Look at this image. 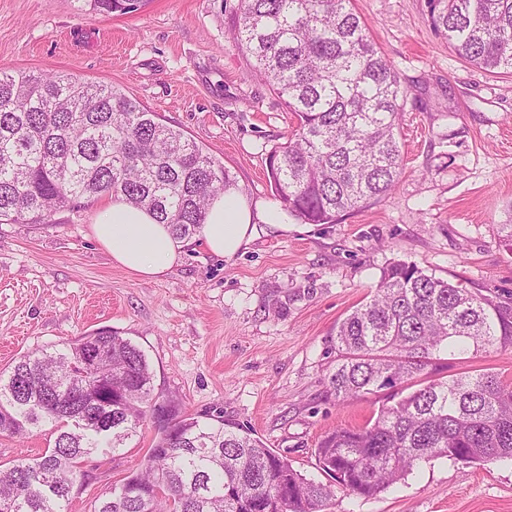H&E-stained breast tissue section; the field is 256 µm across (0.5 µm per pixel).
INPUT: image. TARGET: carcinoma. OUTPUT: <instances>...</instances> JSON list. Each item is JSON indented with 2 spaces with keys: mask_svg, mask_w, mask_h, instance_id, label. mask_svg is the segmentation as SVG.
I'll return each mask as SVG.
<instances>
[{
  "mask_svg": "<svg viewBox=\"0 0 512 512\" xmlns=\"http://www.w3.org/2000/svg\"><path fill=\"white\" fill-rule=\"evenodd\" d=\"M148 0H84L125 15ZM433 27L465 61L512 72V0H430ZM234 44L297 121L267 158L282 209L334 224L399 183L404 90L352 0H241ZM236 185L224 164L135 98L59 73L0 71V224H44L103 196L123 197L191 239L211 199ZM95 344L100 383L81 384ZM330 390L346 400L404 383L411 392L317 448L320 469L348 495L371 498L421 462L512 460V384L492 372L421 376L441 351L512 347V306L401 261L338 325ZM155 397L144 352L100 329L22 356L0 372V433L49 427L40 456L0 465V512H65L81 464L126 446ZM149 455L93 512H324L334 486L306 478L252 429L181 412L170 399Z\"/></svg>",
  "mask_w": 512,
  "mask_h": 512,
  "instance_id": "1",
  "label": "carcinoma"
}]
</instances>
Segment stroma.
<instances>
[{"instance_id": "1", "label": "stroma", "mask_w": 512, "mask_h": 512, "mask_svg": "<svg viewBox=\"0 0 512 512\" xmlns=\"http://www.w3.org/2000/svg\"><path fill=\"white\" fill-rule=\"evenodd\" d=\"M240 0H148L121 16L82 0H0V70L70 74L122 89L220 159L251 205L276 204L269 152L296 121L232 41ZM404 89L394 191L333 224L283 215L257 224L233 257L193 238L183 261L146 281L91 236L97 205L46 224H0V371L24 354L110 328L142 349L154 391L196 416L247 425L321 481L316 449L386 404L339 401L336 326L405 261L471 292L512 300V74L466 63L429 21L428 0H354ZM494 372L512 382V348L440 352L436 375ZM145 421L119 452L89 458L68 512L141 466ZM326 512H512V460L421 463L372 498L336 491Z\"/></svg>"}]
</instances>
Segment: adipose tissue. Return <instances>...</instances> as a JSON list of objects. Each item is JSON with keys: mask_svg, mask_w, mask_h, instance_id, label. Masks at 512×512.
Here are the masks:
<instances>
[{"mask_svg": "<svg viewBox=\"0 0 512 512\" xmlns=\"http://www.w3.org/2000/svg\"><path fill=\"white\" fill-rule=\"evenodd\" d=\"M279 229L273 207L252 210L244 193L230 188L215 197L200 229L210 252L235 255L252 235L256 222ZM95 241L123 268L146 280H156L179 264L188 245L170 225L157 223L152 214L119 197L102 205L91 226Z\"/></svg>", "mask_w": 512, "mask_h": 512, "instance_id": "obj_1", "label": "adipose tissue"}]
</instances>
